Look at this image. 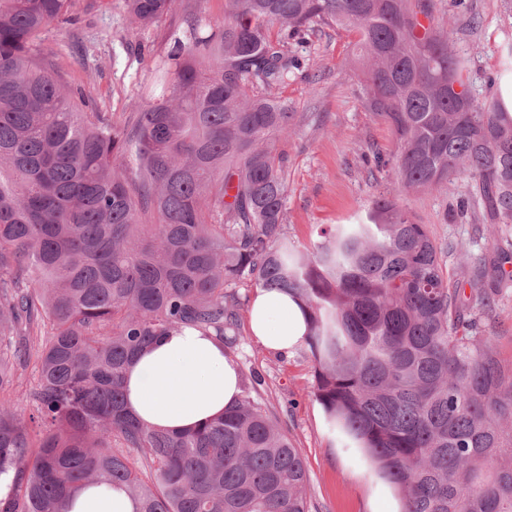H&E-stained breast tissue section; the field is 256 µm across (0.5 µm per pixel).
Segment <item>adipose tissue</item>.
<instances>
[{
    "instance_id": "1",
    "label": "adipose tissue",
    "mask_w": 512,
    "mask_h": 512,
    "mask_svg": "<svg viewBox=\"0 0 512 512\" xmlns=\"http://www.w3.org/2000/svg\"><path fill=\"white\" fill-rule=\"evenodd\" d=\"M249 326L265 348L288 355L305 342L304 315L286 293L258 289L249 308ZM242 395L238 364L224 344L193 327L162 337L136 356L126 371L129 411L145 425L182 431L220 415ZM118 486L76 490L70 512H135Z\"/></svg>"
}]
</instances>
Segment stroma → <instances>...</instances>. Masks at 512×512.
<instances>
[{
  "label": "stroma",
  "mask_w": 512,
  "mask_h": 512,
  "mask_svg": "<svg viewBox=\"0 0 512 512\" xmlns=\"http://www.w3.org/2000/svg\"><path fill=\"white\" fill-rule=\"evenodd\" d=\"M432 10L437 21L462 24L453 48L469 62L474 94L498 97L502 60L512 45V0H432ZM73 14L75 24L49 26L41 43L52 48V62L70 86L83 89L91 106L111 113L114 123H123L143 94L153 59L166 54L179 36V19L170 16L139 30L129 21L124 0H75ZM472 16L476 27H466ZM355 41L353 33L328 28L293 47L305 78L280 92L300 119L295 132L279 143L288 158L289 238L300 248L311 247L324 229L367 221L372 200L385 194L448 246L443 268L452 276L461 273L459 250L489 263L500 252L512 254V226L476 223L463 209L467 183L448 192L406 194L386 173H370L366 155L392 154L395 142L364 106L351 62ZM227 354L244 377L259 376L262 401L301 449L311 512H399L394 489L315 400L307 347L287 356L265 349L253 339L244 311L237 344Z\"/></svg>",
  "instance_id": "obj_1"
}]
</instances>
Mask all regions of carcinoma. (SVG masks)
Masks as SVG:
<instances>
[{
  "label": "carcinoma",
  "instance_id": "obj_1",
  "mask_svg": "<svg viewBox=\"0 0 512 512\" xmlns=\"http://www.w3.org/2000/svg\"><path fill=\"white\" fill-rule=\"evenodd\" d=\"M125 2L140 29L180 10L185 28L118 126L41 47L72 0H0V512H65L114 483L138 512H310L301 450L251 387L180 433L126 408L127 367L157 338L188 325L233 347L244 284L299 304L314 397L401 512H512L486 263L445 275L444 247L385 195L305 251L286 231L278 144L298 116L278 93L300 71L288 41L319 25L358 36L365 105L397 142L374 167L404 192L466 182L473 215L512 224V113L475 97L453 29L429 0H225L219 26L185 0ZM29 367L36 432L7 398Z\"/></svg>",
  "mask_w": 512,
  "mask_h": 512
}]
</instances>
